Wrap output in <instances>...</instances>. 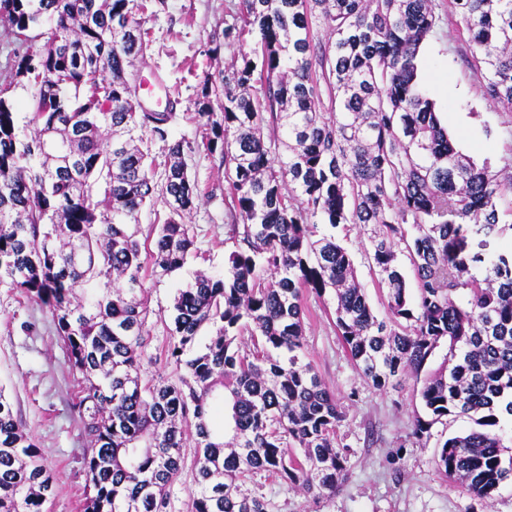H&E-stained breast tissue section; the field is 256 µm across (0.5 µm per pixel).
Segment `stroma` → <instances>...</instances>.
<instances>
[{
  "instance_id": "35a3bbf8",
  "label": "stroma",
  "mask_w": 512,
  "mask_h": 512,
  "mask_svg": "<svg viewBox=\"0 0 512 512\" xmlns=\"http://www.w3.org/2000/svg\"><path fill=\"white\" fill-rule=\"evenodd\" d=\"M436 2L439 22L419 54L424 87L457 150L476 162H490L496 170L512 165V112L484 97L480 72L464 60L468 46L459 17L449 14L448 0ZM241 5L242 0H165L164 9L146 17L143 24L148 48L133 67L135 95L147 108L153 81L168 88L177 114L170 138L190 144L184 161L201 190L188 217L196 233L195 256L171 275L144 281L150 309L149 345L141 363L146 378L177 380L175 365L152 360L171 341L173 297L196 271L222 274L224 257L233 248L224 234L234 213L224 166L220 156L200 147L202 129L195 116V101L205 75L239 65L247 50L244 44L227 41L218 56L209 52L213 32L242 24ZM335 235L350 252L375 314L384 316L385 299L368 266L362 229L339 227ZM303 306L308 359L344 414L337 441L348 454V479L328 500L289 490L262 474L246 484V491L271 499L275 512H512V483H504L487 504L446 480L436 467L441 443L472 429L471 420L448 416L423 438H416L414 422L426 414L420 382L409 377L399 386L375 389L356 370L336 334L331 297L310 294L304 297ZM0 386L57 477L50 512H81L87 443L71 410L77 376L70 369L48 308L20 299L3 283Z\"/></svg>"
}]
</instances>
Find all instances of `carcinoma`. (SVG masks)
I'll return each mask as SVG.
<instances>
[{
    "label": "carcinoma",
    "instance_id": "cac0c4a2",
    "mask_svg": "<svg viewBox=\"0 0 512 512\" xmlns=\"http://www.w3.org/2000/svg\"><path fill=\"white\" fill-rule=\"evenodd\" d=\"M450 4L484 96L512 110V0ZM158 5L0 0L11 47V75L0 81V282L49 309L79 375L74 408L90 442L82 512H167L191 426V512H274L267 497L241 490L261 473L318 499L335 495L349 474L336 446L343 413L304 346V294L328 292L337 335L378 390L418 377L447 346L445 367L420 389L429 419H416L414 434L449 415L473 420L478 428L446 439L435 463L490 503L512 478V456L503 461L506 445L489 431L512 420V245L501 246L512 224L499 209L512 174L457 151L422 86L417 57L439 20L435 0H243L244 25L224 38L254 35V47L241 65L206 75L196 102L201 145L220 153L232 190L234 250L224 274L200 272L174 296L165 358L183 369L175 383L140 374L144 279L194 255L186 218L200 196L183 142H169L176 113L145 112L132 96L143 16ZM267 120L285 136L273 161ZM150 141L167 144L161 182ZM157 198L167 214L151 225L150 248L138 238L139 214ZM320 222L363 226L386 317ZM245 334L249 354L238 346ZM218 397L221 430L210 421ZM54 493V474L0 389V512H47Z\"/></svg>",
    "mask_w": 512,
    "mask_h": 512
}]
</instances>
